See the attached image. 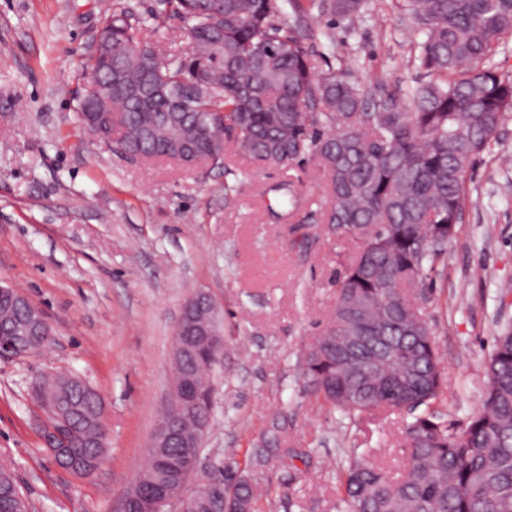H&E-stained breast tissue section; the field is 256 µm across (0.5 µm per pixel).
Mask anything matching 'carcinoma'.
Here are the masks:
<instances>
[{
	"instance_id": "1",
	"label": "carcinoma",
	"mask_w": 512,
	"mask_h": 512,
	"mask_svg": "<svg viewBox=\"0 0 512 512\" xmlns=\"http://www.w3.org/2000/svg\"><path fill=\"white\" fill-rule=\"evenodd\" d=\"M423 35L415 60L427 80L408 100H375L350 69L313 70L311 47L286 22L335 14L349 24L365 18L364 0H157L147 18L118 4L99 34L101 49L83 63L85 75H108L112 100L89 92L77 102L81 124L103 133L120 127L125 152L144 159L208 153L206 129L224 122L237 151L264 163L311 161L328 177L321 211L336 233L361 241L342 264L336 305L310 345L303 373L312 393L348 418L378 409L406 411L405 471L399 478L349 455L341 472V512H512V329L496 338L481 407L458 426L435 404L446 379L422 300L430 273L461 223L467 175L512 116V77L494 59L512 36V0H393ZM187 24L189 48L159 47L163 63L146 70L131 50L148 40L147 23ZM28 308L0 295V336H9ZM63 430L61 458L96 465L100 414L80 391ZM184 449L173 445L148 461L138 488L154 489ZM236 474L224 486L241 512H251L253 483ZM21 500L11 468L0 463V512Z\"/></svg>"
}]
</instances>
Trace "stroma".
I'll return each instance as SVG.
<instances>
[{
  "mask_svg": "<svg viewBox=\"0 0 512 512\" xmlns=\"http://www.w3.org/2000/svg\"><path fill=\"white\" fill-rule=\"evenodd\" d=\"M115 0H0V284L26 294L53 336L38 353L0 360V461L29 512H117L145 466L167 397L173 334L205 291L223 321L224 359L201 473L234 457L262 495L253 512H336L339 468L357 452L404 471L406 414L342 424L301 376L336 300V273L360 249L317 213L326 178L313 163L255 161L226 143L224 161L187 168L129 159L84 132L73 101L82 63ZM357 25L311 24L316 71L349 66L375 98L401 96L424 73L420 35L389 0ZM512 119L470 170L466 204L441 277L420 308L443 357L437 409L461 424L480 408L493 339L512 327ZM46 373L78 376L100 395L107 449L79 479L51 460L32 400ZM270 464L253 468L256 449Z\"/></svg>",
  "mask_w": 512,
  "mask_h": 512,
  "instance_id": "stroma-1",
  "label": "stroma"
}]
</instances>
